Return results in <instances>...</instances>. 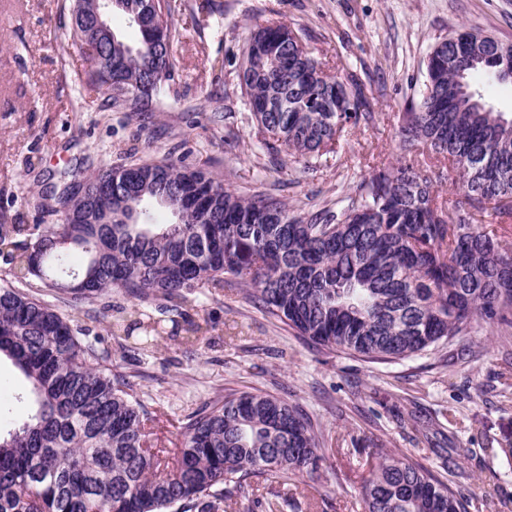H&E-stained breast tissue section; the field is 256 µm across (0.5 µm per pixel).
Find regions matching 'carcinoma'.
<instances>
[{
  "label": "carcinoma",
  "instance_id": "carcinoma-1",
  "mask_svg": "<svg viewBox=\"0 0 512 512\" xmlns=\"http://www.w3.org/2000/svg\"><path fill=\"white\" fill-rule=\"evenodd\" d=\"M102 0H73L71 38L95 30ZM138 32L96 30L87 80L118 104L149 112L171 78L169 0H112ZM241 89L256 134L306 164L337 152L348 128L376 120L363 84L329 75L301 38L270 23L247 38ZM418 102L402 113L404 145L448 162L466 205L437 202L430 177L403 156L372 168L336 210L295 213L181 163L100 168L42 195L60 224L0 231L10 283L0 286V357L28 380L20 422L0 429V512H228L273 476L294 506L302 478L326 460L325 438L299 409L261 391L230 393L178 421L179 444L155 448L160 416L90 329L30 293L29 280L78 310L121 289L181 307L200 288L233 282L265 314L329 350L389 363L470 334L480 319L512 325V251L488 213L512 212V117L494 110L475 75L512 71V51L461 27L428 56ZM364 512H469L470 498L431 470L380 451L362 487Z\"/></svg>",
  "mask_w": 512,
  "mask_h": 512
}]
</instances>
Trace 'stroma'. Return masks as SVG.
Here are the masks:
<instances>
[{
	"instance_id": "stroma-1",
	"label": "stroma",
	"mask_w": 512,
	"mask_h": 512,
	"mask_svg": "<svg viewBox=\"0 0 512 512\" xmlns=\"http://www.w3.org/2000/svg\"><path fill=\"white\" fill-rule=\"evenodd\" d=\"M178 40L170 85L150 118L87 83L88 55L69 36L70 0H0V224H56L37 206L77 166L184 161L233 188L274 190L295 212L335 207L370 167L405 154L398 118L418 101L430 52L467 27L512 45V0H170ZM279 21L298 31L331 72L357 73L377 122L344 132L339 153L309 167L272 159L254 135L237 71L248 28ZM121 290L89 307L92 334L112 353L147 411L177 421L228 392L262 390L296 405L323 430L326 464L305 475L294 512H362L373 451L388 448L435 473L461 475L469 512H512V328L484 320L445 349L396 363L312 344L233 289L204 288L188 310L210 320L206 343L173 334L153 348L111 334L130 308ZM453 412L442 436L430 421Z\"/></svg>"
}]
</instances>
